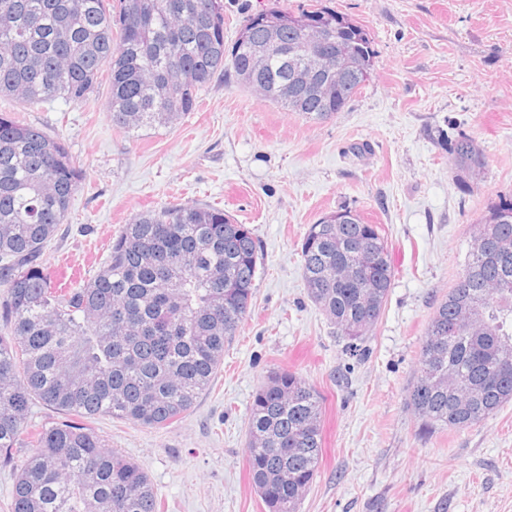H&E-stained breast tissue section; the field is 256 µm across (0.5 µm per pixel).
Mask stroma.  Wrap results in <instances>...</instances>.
I'll list each match as a JSON object with an SVG mask.
<instances>
[{
	"mask_svg": "<svg viewBox=\"0 0 512 512\" xmlns=\"http://www.w3.org/2000/svg\"><path fill=\"white\" fill-rule=\"evenodd\" d=\"M274 6H326L369 32L373 75L342 112L306 119L230 70L195 112L135 133L113 126L105 82L82 104L0 100L61 138L83 173L45 249L63 282L172 201L224 208L259 240L252 312L193 408L162 429L108 416L92 426L146 471L163 512H268L246 462L250 407L271 372L288 370L322 397V457L298 512H512V403L464 429L426 428L407 403L474 225L512 196V0H224L225 46ZM461 134L485 161L469 193L452 155ZM344 206L381 226L395 272L357 357L309 298L300 262L309 225Z\"/></svg>",
	"mask_w": 512,
	"mask_h": 512,
	"instance_id": "35a3bbf8",
	"label": "stroma"
}]
</instances>
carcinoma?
<instances>
[{
	"instance_id": "carcinoma-1",
	"label": "carcinoma",
	"mask_w": 512,
	"mask_h": 512,
	"mask_svg": "<svg viewBox=\"0 0 512 512\" xmlns=\"http://www.w3.org/2000/svg\"><path fill=\"white\" fill-rule=\"evenodd\" d=\"M288 16L273 29L266 16ZM311 25L357 67L328 101L287 98L289 58L325 66L308 41ZM309 120L342 111L369 81L375 51L366 29L328 7L297 14L268 9L248 17L224 47V0H0V97L34 106L88 101L107 71L112 124L134 132L170 125L196 110L198 93L224 75ZM453 155L461 188L473 189L482 158L460 137ZM82 178L64 143L43 128L0 113V459L25 443L11 512H161L146 472L104 448L87 425L109 416L163 428L208 389L255 298L259 243L220 207L172 204L126 224L109 255L77 287L62 288L42 261ZM480 232L495 246L473 248L463 273L432 317L420 377L409 403L428 426L470 427L512 401V378L488 376L512 360V199L486 206ZM375 240L378 256L360 266L354 247ZM310 298L341 331L361 326L363 303L382 309L394 276L381 228L360 214L347 224L322 216L300 245ZM456 394L478 400L473 415L433 383L446 370ZM62 412L30 424L33 402ZM320 394L295 374H272L257 390L247 463L269 512H296L322 454Z\"/></svg>"
}]
</instances>
